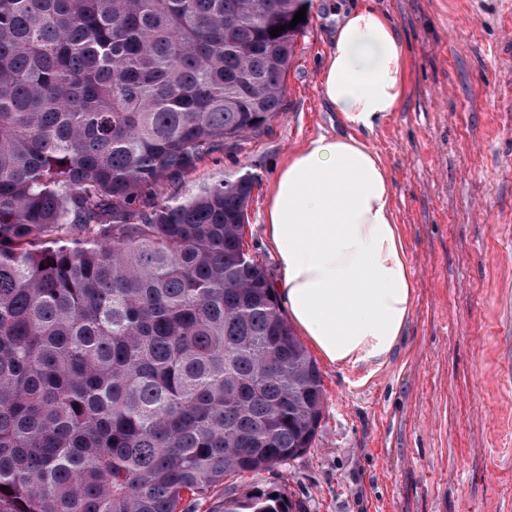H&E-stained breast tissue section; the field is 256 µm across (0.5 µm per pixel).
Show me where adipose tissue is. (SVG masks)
<instances>
[{
	"label": "adipose tissue",
	"instance_id": "adipose-tissue-1",
	"mask_svg": "<svg viewBox=\"0 0 512 512\" xmlns=\"http://www.w3.org/2000/svg\"><path fill=\"white\" fill-rule=\"evenodd\" d=\"M320 90L348 132L289 151L269 184L264 222L283 272L278 290L325 363L378 364L404 332L414 283L392 178L369 139L410 94L407 57L374 0L339 8Z\"/></svg>",
	"mask_w": 512,
	"mask_h": 512
}]
</instances>
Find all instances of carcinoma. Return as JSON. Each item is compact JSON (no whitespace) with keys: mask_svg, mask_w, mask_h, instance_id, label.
<instances>
[{"mask_svg":"<svg viewBox=\"0 0 512 512\" xmlns=\"http://www.w3.org/2000/svg\"><path fill=\"white\" fill-rule=\"evenodd\" d=\"M311 0H0V512H301L322 374L245 249L257 175L158 198L283 109Z\"/></svg>","mask_w":512,"mask_h":512,"instance_id":"cac0c4a2","label":"carcinoma"}]
</instances>
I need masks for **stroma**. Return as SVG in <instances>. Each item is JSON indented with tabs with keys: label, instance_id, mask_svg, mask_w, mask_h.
Masks as SVG:
<instances>
[{
	"label": "stroma",
	"instance_id": "stroma-1",
	"mask_svg": "<svg viewBox=\"0 0 512 512\" xmlns=\"http://www.w3.org/2000/svg\"><path fill=\"white\" fill-rule=\"evenodd\" d=\"M375 4L409 60L410 95L370 139L394 182L411 314L382 365L320 364L327 397L312 448L235 491L281 492L302 512H512V0ZM335 31L312 0L269 131L162 188L181 196L241 168L258 174L245 239L276 282L269 181L288 150L347 132L320 92Z\"/></svg>",
	"mask_w": 512,
	"mask_h": 512
}]
</instances>
